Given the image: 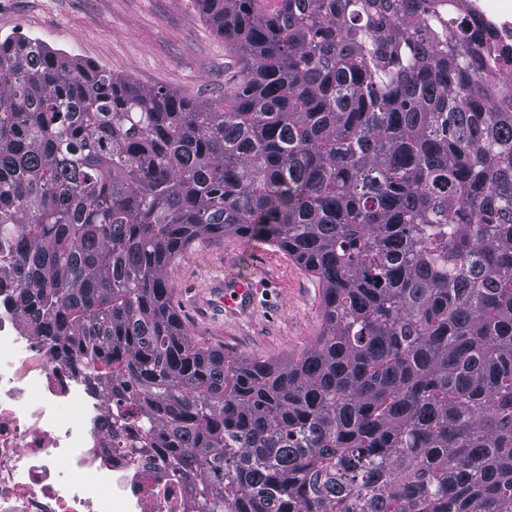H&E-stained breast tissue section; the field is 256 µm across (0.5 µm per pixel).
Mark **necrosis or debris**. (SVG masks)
Instances as JSON below:
<instances>
[{"label":"necrosis or debris","mask_w":512,"mask_h":512,"mask_svg":"<svg viewBox=\"0 0 512 512\" xmlns=\"http://www.w3.org/2000/svg\"><path fill=\"white\" fill-rule=\"evenodd\" d=\"M438 19L478 17L512 47V18L479 0H433ZM0 290V512H186L188 487L135 437L111 434L108 405L49 345L27 336Z\"/></svg>","instance_id":"1"}]
</instances>
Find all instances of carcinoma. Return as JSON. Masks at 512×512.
I'll return each instance as SVG.
<instances>
[{"label":"carcinoma","instance_id":"1","mask_svg":"<svg viewBox=\"0 0 512 512\" xmlns=\"http://www.w3.org/2000/svg\"><path fill=\"white\" fill-rule=\"evenodd\" d=\"M196 0L216 106L0 39V287L193 512H512V49L426 0ZM260 237L318 279L284 363L202 347L170 274Z\"/></svg>","mask_w":512,"mask_h":512}]
</instances>
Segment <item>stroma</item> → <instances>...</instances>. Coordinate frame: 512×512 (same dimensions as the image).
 I'll list each match as a JSON object with an SVG mask.
<instances>
[{
	"label": "stroma",
	"mask_w": 512,
	"mask_h": 512,
	"mask_svg": "<svg viewBox=\"0 0 512 512\" xmlns=\"http://www.w3.org/2000/svg\"><path fill=\"white\" fill-rule=\"evenodd\" d=\"M28 37L143 87L216 102L240 70V55L216 36L194 0H0V38ZM227 275L251 279V312L231 316L198 298ZM170 285L196 343L225 355L280 363L298 357L323 330L319 282L263 239L228 235L194 243Z\"/></svg>",
	"instance_id": "obj_1"
}]
</instances>
